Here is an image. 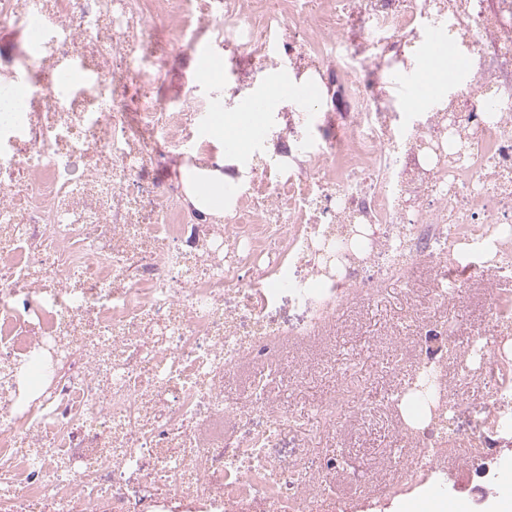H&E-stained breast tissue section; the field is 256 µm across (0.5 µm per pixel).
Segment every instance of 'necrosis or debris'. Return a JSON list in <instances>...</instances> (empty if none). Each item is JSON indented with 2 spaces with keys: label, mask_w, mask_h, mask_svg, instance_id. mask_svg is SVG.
Segmentation results:
<instances>
[{
  "label": "necrosis or debris",
  "mask_w": 512,
  "mask_h": 512,
  "mask_svg": "<svg viewBox=\"0 0 512 512\" xmlns=\"http://www.w3.org/2000/svg\"><path fill=\"white\" fill-rule=\"evenodd\" d=\"M0 0L27 31L0 66V512H336V457L288 460L296 420L285 343L319 336L352 296L431 265L465 287L512 278V0ZM161 26L289 65L310 86L335 70L358 108L348 130L311 129L282 155L245 149L212 216L188 183H144L159 149L197 177L220 170L203 134L209 97L162 102ZM360 39L351 43L349 29ZM441 29L466 47L469 79L407 121L410 57ZM27 70L35 91L16 98ZM494 239L493 263L466 257ZM303 321L280 318L283 304ZM447 326L415 336L434 367L424 416L448 413ZM53 361L28 404L16 370ZM253 367L248 402L224 395ZM418 453L388 496L448 458V437L408 423Z\"/></svg>",
  "instance_id": "obj_1"
}]
</instances>
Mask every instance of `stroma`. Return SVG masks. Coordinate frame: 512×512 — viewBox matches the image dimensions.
I'll list each match as a JSON object with an SVG mask.
<instances>
[{
	"label": "stroma",
	"instance_id": "obj_1",
	"mask_svg": "<svg viewBox=\"0 0 512 512\" xmlns=\"http://www.w3.org/2000/svg\"><path fill=\"white\" fill-rule=\"evenodd\" d=\"M175 29L156 34V48L164 56L161 78L155 88L162 99L175 102L196 91L214 96L220 112L238 110L248 94L267 92L272 81L286 77L287 68L260 69L255 58L234 48L217 50L218 74L202 81L204 59L196 51L176 48ZM499 287L493 274L480 276L470 287L460 289L444 305L434 302L435 277L428 266H416L409 282H386L373 297L355 298L343 309L329 333L336 348V361L365 388L372 411L350 415L335 439L316 431L306 414L309 406L336 392L341 379L328 374L324 352H290L293 369L305 375L302 387H288L281 399L284 410L302 416L299 428L278 442L275 452L288 458L334 455L349 460L352 472L338 471L337 494L346 499L359 493H376L391 476L390 459L408 458L414 453L409 440L395 423L384 402L388 393L402 389L413 371L405 351L420 325L451 322L452 340L463 349L478 336L489 341H506L512 348V326L496 322L489 307ZM448 395L456 404L455 430L468 436L478 432L490 409L491 391L479 378L462 377L456 363L448 365ZM499 474L496 479H478L474 463L464 460L461 471L448 484L445 496L433 497L430 485H423L410 496L391 501L387 512H448L452 502L460 503V512H490L489 502L497 483L512 485V437L499 440Z\"/></svg>",
	"mask_w": 512,
	"mask_h": 512
}]
</instances>
